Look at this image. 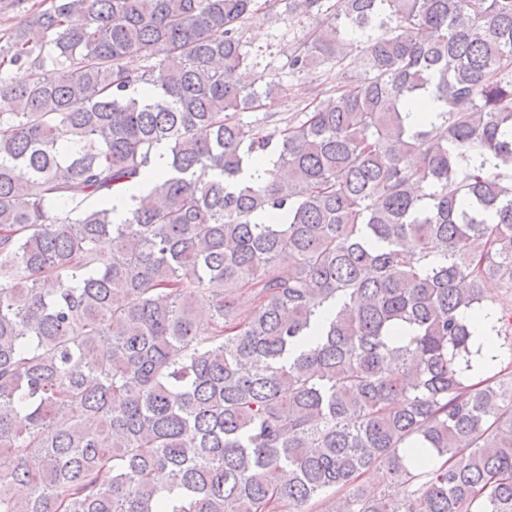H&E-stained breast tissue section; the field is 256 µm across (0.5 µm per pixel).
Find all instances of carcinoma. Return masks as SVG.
Listing matches in <instances>:
<instances>
[{
  "label": "carcinoma",
  "instance_id": "carcinoma-1",
  "mask_svg": "<svg viewBox=\"0 0 512 512\" xmlns=\"http://www.w3.org/2000/svg\"><path fill=\"white\" fill-rule=\"evenodd\" d=\"M270 2L52 0L0 36V512H512V0H284L317 21L288 73L351 76L268 131Z\"/></svg>",
  "mask_w": 512,
  "mask_h": 512
}]
</instances>
